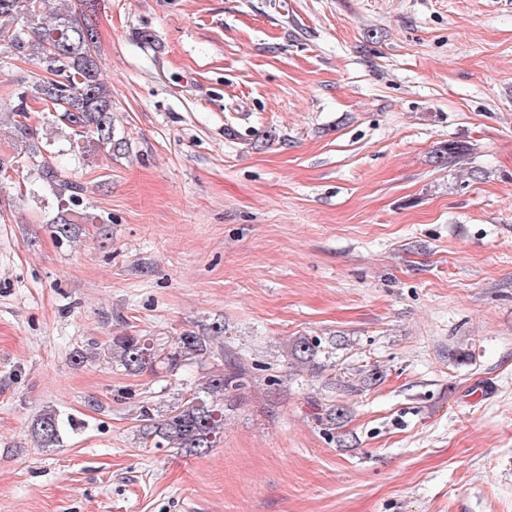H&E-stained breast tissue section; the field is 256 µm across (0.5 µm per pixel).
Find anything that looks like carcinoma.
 <instances>
[{
    "label": "carcinoma",
    "instance_id": "1",
    "mask_svg": "<svg viewBox=\"0 0 512 512\" xmlns=\"http://www.w3.org/2000/svg\"><path fill=\"white\" fill-rule=\"evenodd\" d=\"M96 8L97 0H74L63 8L51 7L50 0H0V48L15 59L38 61L41 69V74L17 93V101L7 112L14 154L0 153V177L18 158L29 161L38 188H49L58 201L50 231L59 238L75 236L77 225L93 223L94 216L87 212L83 184L70 179L55 157L64 152L80 153L89 141L110 151L122 146L112 124V92L96 60ZM33 105L54 113L56 121L70 130L65 146L55 149L39 142L29 123ZM472 151L465 142L448 141L435 149L434 162L456 166ZM221 335L219 325L209 334L187 331L167 339L124 334L76 351L72 363L102 359L130 374L149 369L171 375L189 364L224 358V348L214 343ZM319 351L321 343L315 336H298L289 343L291 358L300 364L315 365ZM246 378V369L233 362L225 370L208 373L192 392L162 412L149 404L140 406L141 435L154 447L172 448L185 457L206 454L223 433L224 396L245 388ZM344 418V409L331 405L323 409L320 421L335 430ZM72 425L58 410L47 407L34 418L31 435L38 447L54 448Z\"/></svg>",
    "mask_w": 512,
    "mask_h": 512
}]
</instances>
